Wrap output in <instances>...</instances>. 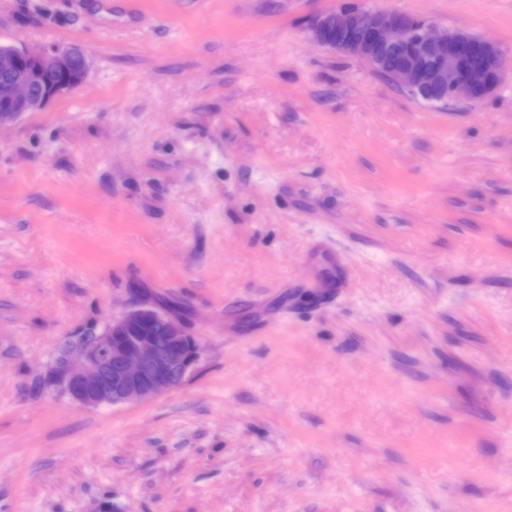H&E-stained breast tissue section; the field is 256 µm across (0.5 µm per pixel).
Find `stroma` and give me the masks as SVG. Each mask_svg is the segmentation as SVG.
<instances>
[{
	"label": "stroma",
	"instance_id": "35a3bbf8",
	"mask_svg": "<svg viewBox=\"0 0 512 512\" xmlns=\"http://www.w3.org/2000/svg\"><path fill=\"white\" fill-rule=\"evenodd\" d=\"M496 41L433 107L311 43L336 0H0L79 49L0 129V512H512V0H364ZM199 341L88 408L46 374L135 298Z\"/></svg>",
	"mask_w": 512,
	"mask_h": 512
}]
</instances>
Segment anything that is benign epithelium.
I'll list each match as a JSON object with an SVG mask.
<instances>
[{
  "instance_id": "obj_1",
  "label": "benign epithelium",
  "mask_w": 512,
  "mask_h": 512,
  "mask_svg": "<svg viewBox=\"0 0 512 512\" xmlns=\"http://www.w3.org/2000/svg\"><path fill=\"white\" fill-rule=\"evenodd\" d=\"M305 32L313 44L358 58L398 90L432 103L482 100L499 86L506 68L494 42L370 9L362 0H338L335 8L311 16ZM86 72V58L74 47L0 48V127L76 88ZM199 351L182 320L139 299L61 346L50 381L90 408L146 402L181 385Z\"/></svg>"
}]
</instances>
